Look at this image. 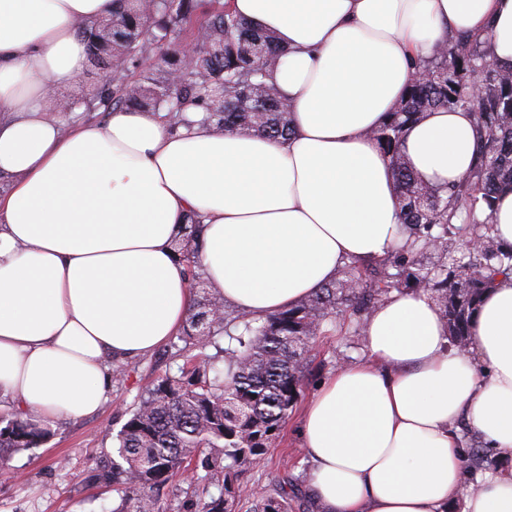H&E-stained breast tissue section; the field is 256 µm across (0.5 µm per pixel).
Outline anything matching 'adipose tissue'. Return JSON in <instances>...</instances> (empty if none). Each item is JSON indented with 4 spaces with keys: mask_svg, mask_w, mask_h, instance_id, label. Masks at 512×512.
Masks as SVG:
<instances>
[{
    "mask_svg": "<svg viewBox=\"0 0 512 512\" xmlns=\"http://www.w3.org/2000/svg\"><path fill=\"white\" fill-rule=\"evenodd\" d=\"M273 33L287 138L171 128L164 112L48 117V90L87 67L77 24L116 0H0V400L40 426L96 412L116 366L183 329L194 295L173 250L200 224V261L225 305L264 317L348 262L400 243L392 166L375 133L459 35L512 71V0H229ZM464 109L424 113L401 152L440 189L475 163ZM366 360L306 403L300 437L317 512H512V471L470 475L465 436L512 457V275L485 292L466 348L422 290L365 319Z\"/></svg>",
    "mask_w": 512,
    "mask_h": 512,
    "instance_id": "ef3b65f1",
    "label": "adipose tissue"
}]
</instances>
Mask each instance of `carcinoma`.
I'll return each instance as SVG.
<instances>
[{
  "label": "carcinoma",
  "instance_id": "carcinoma-1",
  "mask_svg": "<svg viewBox=\"0 0 512 512\" xmlns=\"http://www.w3.org/2000/svg\"><path fill=\"white\" fill-rule=\"evenodd\" d=\"M151 35L138 39L144 19ZM189 29L197 58L182 68L176 51L165 47L171 33ZM238 33L234 42L224 33ZM89 59L112 73L115 90L100 89L86 106L100 101L113 108L136 107L167 112L171 126L190 124L189 104L206 109L204 121L219 129L246 130L270 137L290 135L288 103L267 83L280 52L274 37L236 16L222 0L198 13V0H122L121 10L82 27ZM159 50L156 67L164 80L150 76L130 82L124 64ZM428 77L411 85L398 110L376 139L394 172L408 239L378 261L347 263L336 281L308 300L264 318L224 315L215 318L214 293L195 295L180 340L186 359L204 353L218 334L227 371L209 378L206 365L190 373L157 377L119 434L116 457L98 467L93 479L123 493L115 512H162L163 490L173 475L190 470L198 492L186 512H232L236 465L258 464L279 437L300 396L310 345L336 325V309L350 308L356 322L381 303L393 288H423L432 293L455 342L468 340L481 296L497 276L512 274V246L492 236L488 211L496 195L512 190V73L501 72L467 37L428 61ZM463 108L474 112L481 144L470 173L446 191L420 182L403 161L406 126L429 110ZM198 225H185L176 251L190 264L199 261ZM441 251L431 268L417 259L422 250ZM207 335H199L200 329ZM53 435L26 417L0 420V464L17 450L35 448ZM215 485L219 493L209 492ZM283 479L281 492L262 495L250 512H291Z\"/></svg>",
  "mask_w": 512,
  "mask_h": 512
}]
</instances>
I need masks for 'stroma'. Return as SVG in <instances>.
I'll list each match as a JSON object with an SVG mask.
<instances>
[{"mask_svg": "<svg viewBox=\"0 0 512 512\" xmlns=\"http://www.w3.org/2000/svg\"><path fill=\"white\" fill-rule=\"evenodd\" d=\"M308 357L301 392L305 400L339 365L363 359L359 327L347 321L334 334L318 337ZM182 363L176 346L169 343L125 364L123 377L113 383L111 401L101 410L62 420L47 442L15 452L8 466L0 468V512H114L119 495L91 477L100 462L115 456L117 434L153 380ZM299 422V412H292L266 461L244 468L241 483L250 496L276 493L287 476L305 478L308 463Z\"/></svg>", "mask_w": 512, "mask_h": 512, "instance_id": "35a3bbf8", "label": "stroma"}]
</instances>
